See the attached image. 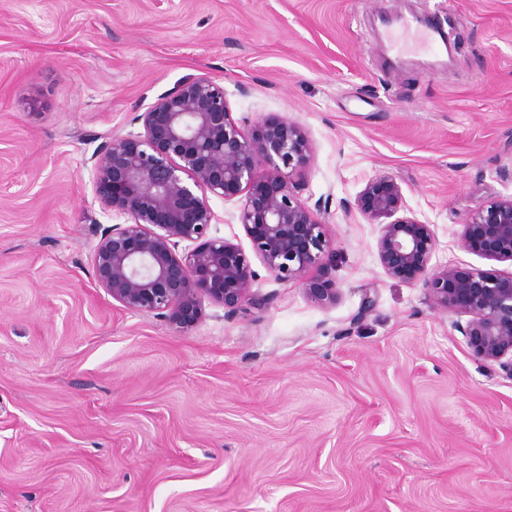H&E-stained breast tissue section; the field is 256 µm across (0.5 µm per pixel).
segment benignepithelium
<instances>
[{
	"instance_id": "7a95c632",
	"label": "benign epithelium",
	"mask_w": 512,
	"mask_h": 512,
	"mask_svg": "<svg viewBox=\"0 0 512 512\" xmlns=\"http://www.w3.org/2000/svg\"><path fill=\"white\" fill-rule=\"evenodd\" d=\"M142 131L114 138L92 157L95 195L124 218L103 229L93 251L96 286L130 311L156 313L187 327L203 314L202 298L223 306L244 300L255 256L279 280H298L321 302L336 303L332 282L307 279L332 258L325 225L297 197L309 140L291 120H264L247 133L229 112L224 86L205 75L186 77L138 116ZM265 167H259V162ZM212 196L243 198L239 224L252 254L213 237ZM356 209L379 225L378 258L395 278L421 280L437 306L469 316L464 335L473 356L512 375V274L430 266L431 225L407 210L389 176L370 180ZM458 246L512 262V196L500 198L462 225Z\"/></svg>"
}]
</instances>
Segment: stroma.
Instances as JSON below:
<instances>
[{
	"instance_id": "35a3bbf8",
	"label": "stroma",
	"mask_w": 512,
	"mask_h": 512,
	"mask_svg": "<svg viewBox=\"0 0 512 512\" xmlns=\"http://www.w3.org/2000/svg\"><path fill=\"white\" fill-rule=\"evenodd\" d=\"M394 0H0V512H512V375L467 315L378 259L355 201L391 177L432 266L512 195V0H403L446 66L375 21ZM189 75L244 131L299 123V198L336 304L253 261L248 301L178 328L96 288L92 154ZM394 16L393 24L386 31V38L391 42V46L396 49V56L401 55V48L397 43V31L415 32L420 39L432 46L436 57L443 58L448 56V40L441 34L439 28L433 24L422 25L417 17H407L403 14L392 13Z\"/></svg>"
}]
</instances>
